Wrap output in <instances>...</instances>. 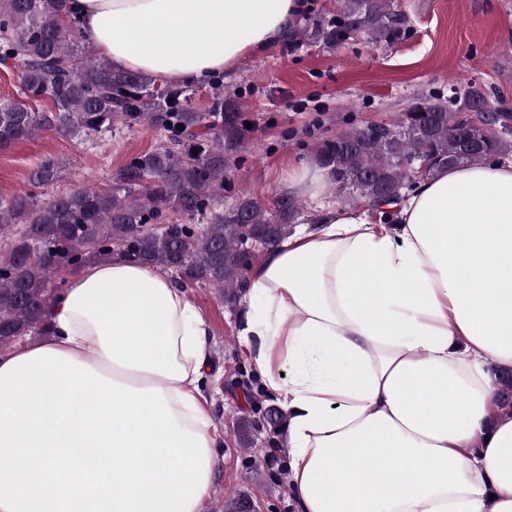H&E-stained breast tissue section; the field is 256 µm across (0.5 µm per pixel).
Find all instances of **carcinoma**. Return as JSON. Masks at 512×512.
<instances>
[{"instance_id": "cac0c4a2", "label": "carcinoma", "mask_w": 512, "mask_h": 512, "mask_svg": "<svg viewBox=\"0 0 512 512\" xmlns=\"http://www.w3.org/2000/svg\"><path fill=\"white\" fill-rule=\"evenodd\" d=\"M66 12V0H0V63L20 76L16 97L0 103V150L42 130L91 137L118 124L147 123L165 142L113 171L107 190L84 185L43 200L33 191L0 198V350L45 330L58 271L119 255L171 272L182 288H213L232 305L253 264L250 243L276 244L304 211L288 196L266 209L246 191L220 206L224 167L245 147L238 100L217 87L198 111L193 90L112 68L92 45L79 46ZM353 31L392 45L406 38L408 18L394 0H338L329 19L292 26L288 42L336 45ZM313 152L342 203L379 209L412 188L414 167H425L424 178L511 154L512 112L470 83L446 98L420 95L394 122L342 131ZM57 178L58 161L47 157L30 183L43 188Z\"/></svg>"}]
</instances>
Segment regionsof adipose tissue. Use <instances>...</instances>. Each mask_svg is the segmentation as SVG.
Returning <instances> with one entry per match:
<instances>
[{
	"label": "adipose tissue",
	"instance_id": "ef3b65f1",
	"mask_svg": "<svg viewBox=\"0 0 512 512\" xmlns=\"http://www.w3.org/2000/svg\"><path fill=\"white\" fill-rule=\"evenodd\" d=\"M305 0H70L112 66L203 83L284 42ZM317 211L248 275L241 343L288 413L297 512H512V158L442 169L394 204ZM48 333L0 353L71 355L162 389L216 448L208 324L169 272L121 258L68 277Z\"/></svg>",
	"mask_w": 512,
	"mask_h": 512
}]
</instances>
